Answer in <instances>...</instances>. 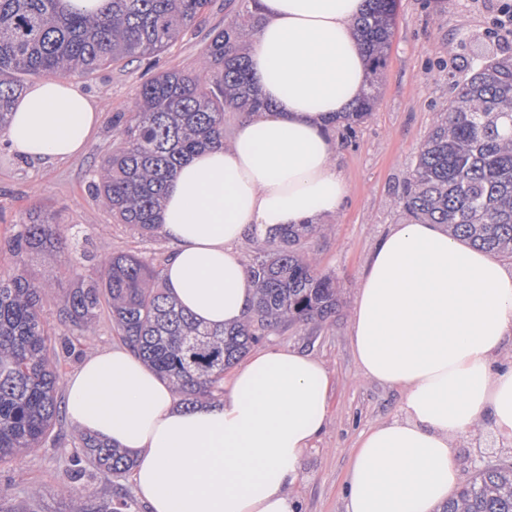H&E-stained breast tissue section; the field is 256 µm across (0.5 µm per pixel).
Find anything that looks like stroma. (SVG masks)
I'll use <instances>...</instances> for the list:
<instances>
[{
    "mask_svg": "<svg viewBox=\"0 0 512 512\" xmlns=\"http://www.w3.org/2000/svg\"><path fill=\"white\" fill-rule=\"evenodd\" d=\"M499 4L500 0H397L386 65L368 76L378 88L376 107L353 136H346L343 128L335 130L336 167L348 193L339 212L324 219L323 231L310 238L307 247L319 257V272L335 280L340 306L322 326L295 324L260 343L264 349L307 352L333 377L329 421L313 448L304 452L299 481L292 490L298 512H344L343 480L357 439L371 426L400 413V392L365 381L355 361L349 327L357 288L377 240L391 225L406 221L398 201L418 151L453 88L465 79L470 65L512 53V37L501 39L492 29ZM247 7L248 0H211L196 24L166 52L80 79V87L103 110L102 122L83 154L42 164L0 148V239L12 236L19 218L37 206L55 215L76 253L132 252L154 263L165 261L170 247L164 235L142 238L127 225L113 223L90 186L92 174L113 146V115L132 112L142 83L165 70L193 69L209 32L223 27L229 13ZM26 270L52 283L43 318L56 333H64L57 297L94 275L93 263L81 261L72 271L39 255L29 259ZM119 344L111 318L101 314L96 334L81 337L75 353L61 358V377L72 374L86 357ZM56 431L59 440H46L0 464V486L7 487L10 504L24 503L37 490L38 512H67L70 502L59 489L69 482L79 493L101 500L133 491L131 478L108 482L92 469L71 481L68 459L76 430L65 420ZM456 461L464 483L486 465L511 464L512 447L498 444L494 434L482 427L460 439Z\"/></svg>",
    "mask_w": 512,
    "mask_h": 512,
    "instance_id": "stroma-1",
    "label": "stroma"
}]
</instances>
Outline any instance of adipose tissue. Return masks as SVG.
Wrapping results in <instances>:
<instances>
[{"instance_id":"ef3b65f1","label":"adipose tissue","mask_w":512,"mask_h":512,"mask_svg":"<svg viewBox=\"0 0 512 512\" xmlns=\"http://www.w3.org/2000/svg\"><path fill=\"white\" fill-rule=\"evenodd\" d=\"M365 0H254L250 69L274 108L241 117L229 146L199 151L169 183L162 232L168 293L196 321L229 327L255 286L237 242L335 215L347 184L332 126L367 66L353 21ZM102 112L48 76L18 100L0 139L28 160L80 154ZM351 344L363 378L400 389L403 415L360 434L345 512H436L458 482L460 437L483 424L512 442V268L440 224L392 225L359 282ZM331 375L298 350L267 348L224 398L189 409L127 347L86 359L65 414L135 460L148 512H296L299 462L325 428Z\"/></svg>"}]
</instances>
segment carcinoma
<instances>
[{
  "label": "carcinoma",
  "mask_w": 512,
  "mask_h": 512,
  "mask_svg": "<svg viewBox=\"0 0 512 512\" xmlns=\"http://www.w3.org/2000/svg\"><path fill=\"white\" fill-rule=\"evenodd\" d=\"M208 0H105L84 14L63 0H0V132L27 76L87 77L131 58L172 47L202 15ZM395 0H367L356 29L373 70L382 68L394 26ZM260 24L238 12L210 38L193 70L162 71L140 89L134 112L112 117L117 140L94 170L92 188L119 224L142 234L160 229L167 183L200 149L224 146V113L270 111L259 97L244 46ZM375 91L347 113L346 130L367 119ZM399 205L412 222L444 224L479 249L512 256V55L471 68L448 100L443 117L418 151ZM316 224H292L265 239L249 265L255 301L238 325L210 328L189 315L163 288L162 265L128 253L83 255L97 275L59 301L58 319L93 336L105 311L121 342L187 404L210 399L224 372L270 333L292 324L324 323L336 313L335 281L318 272L317 255L303 241ZM25 263L49 252L66 266L77 261L53 218L32 209L12 237L0 241ZM51 285L20 270L0 273V462L38 447L62 416L57 349L72 352L42 318ZM71 478L85 465L103 478L129 473L121 450L84 435L73 441ZM69 512H134L124 493L96 502L64 486ZM441 512H512V466L489 465L457 490Z\"/></svg>",
  "instance_id": "obj_1"
}]
</instances>
